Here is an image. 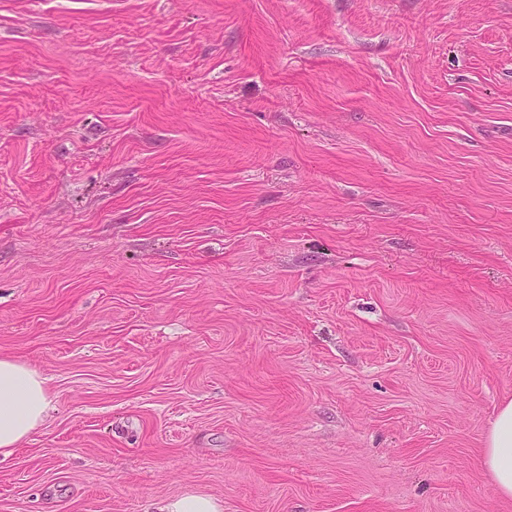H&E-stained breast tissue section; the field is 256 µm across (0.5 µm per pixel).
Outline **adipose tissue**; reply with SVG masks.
Wrapping results in <instances>:
<instances>
[{
	"mask_svg": "<svg viewBox=\"0 0 512 512\" xmlns=\"http://www.w3.org/2000/svg\"><path fill=\"white\" fill-rule=\"evenodd\" d=\"M46 380L22 361L0 357V455H11L45 421ZM481 462L503 499H512V400L503 403L483 441Z\"/></svg>",
	"mask_w": 512,
	"mask_h": 512,
	"instance_id": "1",
	"label": "adipose tissue"
}]
</instances>
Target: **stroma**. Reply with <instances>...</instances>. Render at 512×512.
<instances>
[{
    "label": "stroma",
    "mask_w": 512,
    "mask_h": 512,
    "mask_svg": "<svg viewBox=\"0 0 512 512\" xmlns=\"http://www.w3.org/2000/svg\"><path fill=\"white\" fill-rule=\"evenodd\" d=\"M0 512H512V0H0ZM46 379L22 361L0 357V455H11L45 421ZM481 462L503 499H512V400L503 403L483 441ZM224 506L210 495L186 493L168 500L159 512H222Z\"/></svg>",
    "instance_id": "35a3bbf8"
}]
</instances>
